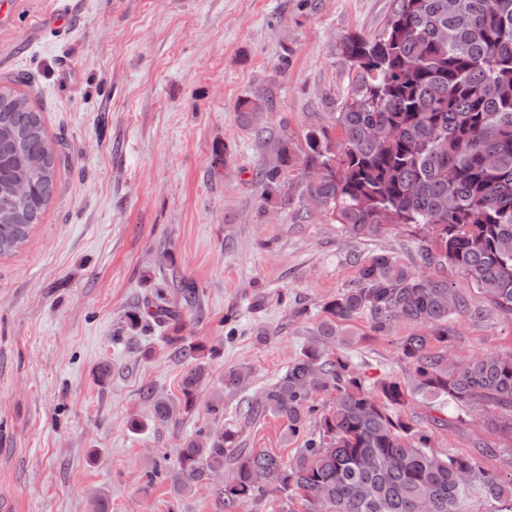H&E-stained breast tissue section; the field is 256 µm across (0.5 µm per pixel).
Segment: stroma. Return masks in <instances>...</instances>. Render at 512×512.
I'll use <instances>...</instances> for the list:
<instances>
[{
  "label": "stroma",
  "instance_id": "35a3bbf8",
  "mask_svg": "<svg viewBox=\"0 0 512 512\" xmlns=\"http://www.w3.org/2000/svg\"><path fill=\"white\" fill-rule=\"evenodd\" d=\"M392 0H0V79L19 78L64 161L56 190L28 242L0 257V512H88L92 496L110 512H220L209 485L175 495L150 492L140 476L155 453L176 459L183 439L210 421L206 402L223 390L221 423L240 425L245 398L282 373L308 346L337 292L354 287L358 260L383 251L420 270L428 227L388 224L352 236L322 215L302 220L292 205L265 213L255 173L268 151L242 126L239 100L262 93L274 107L260 124L302 142L329 122L349 83L337 51L343 35L371 34ZM65 7L63 27L44 25ZM227 147L224 167L212 148ZM194 281L201 305L182 311L189 341L216 348L196 409L154 421L140 393L176 398L185 364L160 333L131 332L126 313L162 282ZM235 317L225 340L222 320ZM342 347L369 391L393 380L413 386L397 324L373 335L352 323ZM462 354L512 352V316L486 310L461 318ZM111 375L97 379L101 364ZM250 367L246 391L223 388L224 371ZM434 447L495 448L481 458L512 473V440L475 411L448 405ZM138 418L139 432L128 429ZM246 447L293 457L274 415L246 427Z\"/></svg>",
  "mask_w": 512,
  "mask_h": 512
}]
</instances>
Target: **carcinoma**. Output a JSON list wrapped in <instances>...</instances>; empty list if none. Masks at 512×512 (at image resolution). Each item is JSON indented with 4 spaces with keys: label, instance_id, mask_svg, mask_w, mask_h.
Listing matches in <instances>:
<instances>
[{
    "label": "carcinoma",
    "instance_id": "obj_1",
    "mask_svg": "<svg viewBox=\"0 0 512 512\" xmlns=\"http://www.w3.org/2000/svg\"><path fill=\"white\" fill-rule=\"evenodd\" d=\"M337 50L351 73L331 116L339 139L331 142L324 127L309 129L302 147L268 137L269 156L255 177L260 197L268 208L282 205L296 169L301 196L320 199L351 235L378 231L383 218L428 225L423 269L409 271L387 252L360 261L358 286L324 304L315 340L247 402L243 425L272 414L286 422L288 439L302 440L292 459L243 447L242 428L215 418L183 442L174 468L154 461L144 488L169 479L179 495L210 481L225 512L266 492L280 494V512L298 504L303 512H468L475 487L498 504L496 512H512V479L480 466L492 449L476 442L471 453L435 450L433 429L446 422L427 413L435 398L468 406L512 435V354L456 353V319H479L483 309L442 275L455 268L488 307L512 316V0H454L451 11L448 0H393L376 33H348ZM13 84L0 83V257L29 240L62 163L42 112ZM272 107L270 96L261 105L246 98L237 112L251 126ZM376 126L390 135L374 138ZM18 185L27 188L22 198L13 194ZM178 300L197 306L196 285L164 283L154 290L152 319L125 316L133 331L160 330L187 363L177 400L143 392L159 423L193 411L209 380L210 349L181 335ZM360 315L376 336L409 325L400 350L425 411L406 413L409 393L396 381L375 394L364 390L349 358L329 352L350 343L349 324ZM250 374L245 365L225 369L224 389L245 388ZM320 391L334 397L319 414L313 395Z\"/></svg>",
    "mask_w": 512,
    "mask_h": 512
}]
</instances>
